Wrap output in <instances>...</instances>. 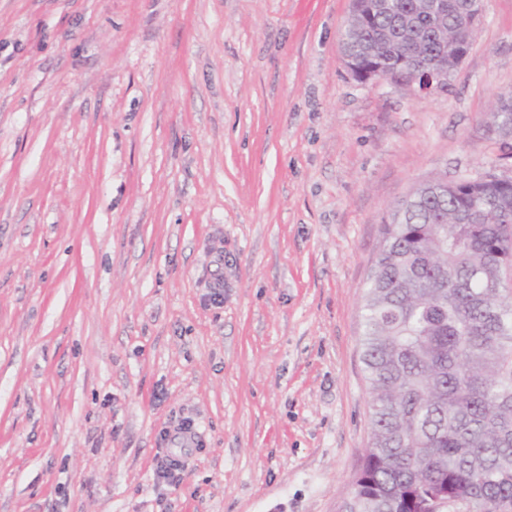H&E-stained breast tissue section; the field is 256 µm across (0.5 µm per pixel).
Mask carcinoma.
<instances>
[{
  "label": "carcinoma",
  "instance_id": "1",
  "mask_svg": "<svg viewBox=\"0 0 512 512\" xmlns=\"http://www.w3.org/2000/svg\"><path fill=\"white\" fill-rule=\"evenodd\" d=\"M385 0L342 32L346 64L369 57L401 78L460 35L455 0ZM512 137V92L487 113ZM361 310L371 437L347 512H512V187L497 173L455 185L435 176L390 207Z\"/></svg>",
  "mask_w": 512,
  "mask_h": 512
}]
</instances>
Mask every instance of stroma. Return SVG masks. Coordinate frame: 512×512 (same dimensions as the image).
Listing matches in <instances>:
<instances>
[{
  "label": "stroma",
  "instance_id": "stroma-1",
  "mask_svg": "<svg viewBox=\"0 0 512 512\" xmlns=\"http://www.w3.org/2000/svg\"><path fill=\"white\" fill-rule=\"evenodd\" d=\"M350 3L0 0V512H339L383 216L512 173V0L426 93L349 74ZM487 116L489 127L503 137H512V92L501 94ZM184 462L178 456L168 455L156 466V479L162 483L176 488L181 481Z\"/></svg>",
  "mask_w": 512,
  "mask_h": 512
}]
</instances>
